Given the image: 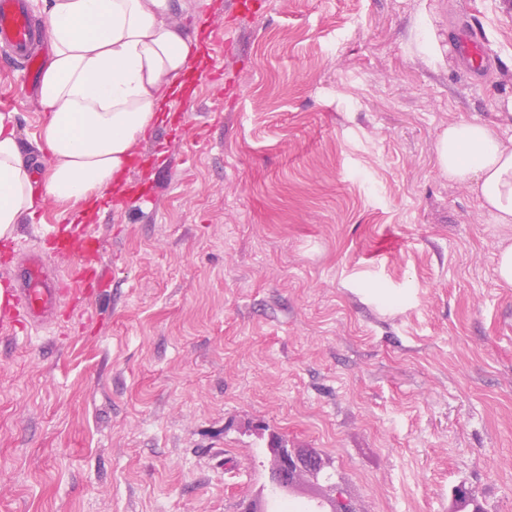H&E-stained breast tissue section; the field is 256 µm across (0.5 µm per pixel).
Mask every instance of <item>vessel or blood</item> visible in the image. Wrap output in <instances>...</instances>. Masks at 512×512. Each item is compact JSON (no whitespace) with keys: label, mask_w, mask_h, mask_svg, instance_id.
<instances>
[{"label":"vessel or blood","mask_w":512,"mask_h":512,"mask_svg":"<svg viewBox=\"0 0 512 512\" xmlns=\"http://www.w3.org/2000/svg\"><path fill=\"white\" fill-rule=\"evenodd\" d=\"M37 28L23 0H0V51L21 68L28 89H36L41 78L42 58L35 45ZM463 59L472 69L483 68L491 59L482 32L465 26L457 33ZM54 252L71 260V280L52 275L43 259L35 252L24 253L15 271L16 285L7 290V306L15 319L25 326L53 323L65 298L71 297L72 283L91 289L96 285L99 266L104 261L99 239L86 225L51 227L47 233Z\"/></svg>","instance_id":"vessel-or-blood-1"}]
</instances>
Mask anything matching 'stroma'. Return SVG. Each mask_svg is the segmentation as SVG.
<instances>
[{
	"label": "stroma",
	"mask_w": 512,
	"mask_h": 512,
	"mask_svg": "<svg viewBox=\"0 0 512 512\" xmlns=\"http://www.w3.org/2000/svg\"><path fill=\"white\" fill-rule=\"evenodd\" d=\"M225 2L173 0L187 34L214 15L231 49L207 45L216 77L137 145L152 195L89 219L93 295L42 327L0 310V512H239L274 465L264 427L323 462L300 506L453 512L462 483L512 512L503 227L435 161L452 121L512 136V0ZM1 92L47 168L21 74ZM70 211L17 225L0 285ZM456 37L460 54L472 69H481L490 61L491 54L480 30L465 26Z\"/></svg>",
	"instance_id": "1"
}]
</instances>
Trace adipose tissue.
<instances>
[{
  "label": "adipose tissue",
  "mask_w": 512,
  "mask_h": 512,
  "mask_svg": "<svg viewBox=\"0 0 512 512\" xmlns=\"http://www.w3.org/2000/svg\"><path fill=\"white\" fill-rule=\"evenodd\" d=\"M50 60L39 86L41 188L23 159L16 115L0 112V241L44 199L91 213L126 173L135 146L162 121L202 53L172 21L170 0H43ZM436 166L466 184L490 221L512 228V137L458 120L436 140Z\"/></svg>",
  "instance_id": "adipose-tissue-1"
}]
</instances>
